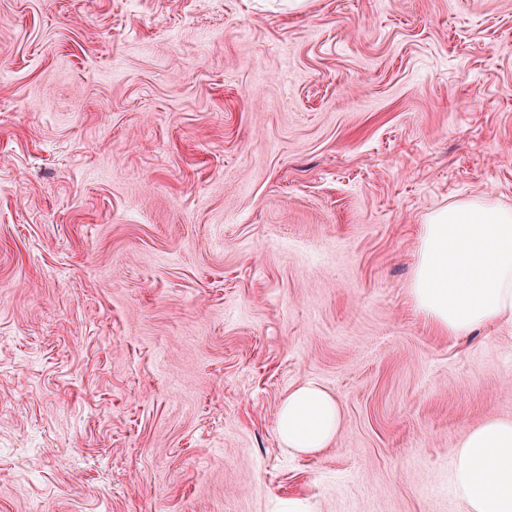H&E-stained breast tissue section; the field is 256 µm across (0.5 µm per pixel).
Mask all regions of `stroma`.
Segmentation results:
<instances>
[{"label": "stroma", "mask_w": 512, "mask_h": 512, "mask_svg": "<svg viewBox=\"0 0 512 512\" xmlns=\"http://www.w3.org/2000/svg\"><path fill=\"white\" fill-rule=\"evenodd\" d=\"M512 207V0H0V512H465L512 323L420 227ZM343 412L294 457L281 403ZM410 293L448 336L512 321V209L488 197L460 199L422 225ZM342 419L337 398L315 383H305L281 404L276 433L289 455H311L329 447Z\"/></svg>", "instance_id": "1"}]
</instances>
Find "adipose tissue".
<instances>
[{
    "label": "adipose tissue",
    "mask_w": 512,
    "mask_h": 512,
    "mask_svg": "<svg viewBox=\"0 0 512 512\" xmlns=\"http://www.w3.org/2000/svg\"><path fill=\"white\" fill-rule=\"evenodd\" d=\"M410 293L418 311L452 337L511 322L512 209L475 197L430 214ZM342 419L337 398L305 383L281 404L276 433L290 455H311L329 447ZM452 486L467 512H512V419L466 431L452 450Z\"/></svg>",
    "instance_id": "obj_1"
}]
</instances>
